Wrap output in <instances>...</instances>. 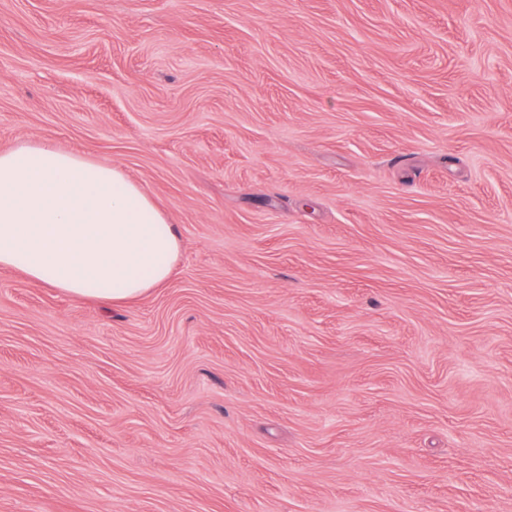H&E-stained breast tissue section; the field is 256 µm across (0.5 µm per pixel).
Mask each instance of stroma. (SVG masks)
<instances>
[{
	"label": "stroma",
	"instance_id": "35a3bbf8",
	"mask_svg": "<svg viewBox=\"0 0 512 512\" xmlns=\"http://www.w3.org/2000/svg\"><path fill=\"white\" fill-rule=\"evenodd\" d=\"M25 142L181 253L0 269V512H512V0H0Z\"/></svg>",
	"mask_w": 512,
	"mask_h": 512
}]
</instances>
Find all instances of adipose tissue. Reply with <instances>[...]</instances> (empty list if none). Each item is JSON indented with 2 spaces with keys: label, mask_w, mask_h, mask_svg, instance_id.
I'll return each instance as SVG.
<instances>
[{
  "label": "adipose tissue",
  "mask_w": 512,
  "mask_h": 512,
  "mask_svg": "<svg viewBox=\"0 0 512 512\" xmlns=\"http://www.w3.org/2000/svg\"><path fill=\"white\" fill-rule=\"evenodd\" d=\"M180 256L174 225L112 164L39 143L0 152V268L115 304L160 287Z\"/></svg>",
  "instance_id": "adipose-tissue-1"
}]
</instances>
